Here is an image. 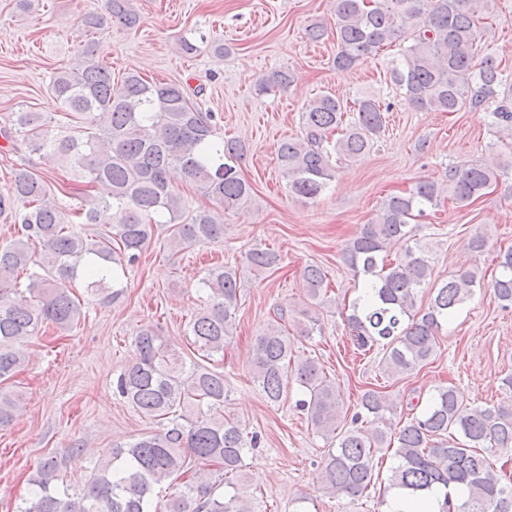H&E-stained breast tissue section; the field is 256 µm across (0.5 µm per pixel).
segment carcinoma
<instances>
[{
	"instance_id": "1",
	"label": "carcinoma",
	"mask_w": 512,
	"mask_h": 512,
	"mask_svg": "<svg viewBox=\"0 0 512 512\" xmlns=\"http://www.w3.org/2000/svg\"><path fill=\"white\" fill-rule=\"evenodd\" d=\"M497 2L334 0V64L340 70L360 66L408 31L411 43L392 70L404 101L419 112L483 107L492 125L511 136L512 84L492 57L475 60L480 29ZM112 22L127 28L139 24L132 0H105V13L90 11L80 18L92 33ZM98 46L87 42L75 65L57 72L50 83L61 109L82 119L80 130L54 135L52 118L41 112H14L10 127L0 130L5 141L66 163L87 186L101 188L97 206L78 207L70 219L43 177L27 166L13 171L10 187L0 195V215L20 225L15 238L0 244V426L22 408L20 395L1 384L27 363L28 340L47 325L67 331L80 321L82 307L70 289L77 277L102 301L112 302L122 294L125 267L139 263L157 225H173L168 245L176 252L219 243L224 241V212L241 210L252 200V187L235 166L245 148L217 139L213 115L201 112L177 83L151 84L132 72L113 82ZM302 120L304 134L281 142L277 160L289 189L311 200L331 181L332 159L364 155L386 127L378 101L362 98L350 109L332 94L310 100ZM508 167L512 160L452 166L443 182L423 180L407 194L389 196L344 248V263L363 282L349 325L360 347H382L388 373L409 374L424 364L433 354L435 332L483 283L479 269L462 268L435 289L427 308H419V289L431 278L430 258L416 246L390 260L388 245L408 240L410 220L438 206L442 197L474 201ZM174 168L202 189L212 208L184 215L181 196L169 179ZM103 211L115 216L107 229L86 234L72 227L99 223ZM246 260L256 270H273L281 255L255 246ZM498 267L491 287L503 307H512L511 248L499 255ZM21 271L27 279L23 289ZM303 282L311 304L322 305L324 270L306 267ZM198 285L208 300L190 319L188 335L197 350L222 352L239 309L238 271L212 266ZM134 351V361L116 380V391L160 428L112 449L77 495L59 485L57 457L44 458L29 479L30 497L19 512H253L243 467L258 435L246 433L237 419L224 414V373L198 364L186 367L152 324L137 330ZM249 372L270 403L282 399L288 380L298 385L296 406L330 442L322 469L328 492L362 496L374 480L373 449L385 444L398 460L389 488L421 500L434 488L452 485L464 491V499L445 498L440 512H512V486L502 483L487 453L489 448L512 449L511 402L468 408L454 387L442 386L420 414L390 436L380 423L393 404L371 389L352 417L356 427L343 430L336 383L317 360L292 359L288 331L279 324L254 338ZM197 465L217 467L218 481L191 479L163 505L153 504L154 486L184 477Z\"/></svg>"
}]
</instances>
